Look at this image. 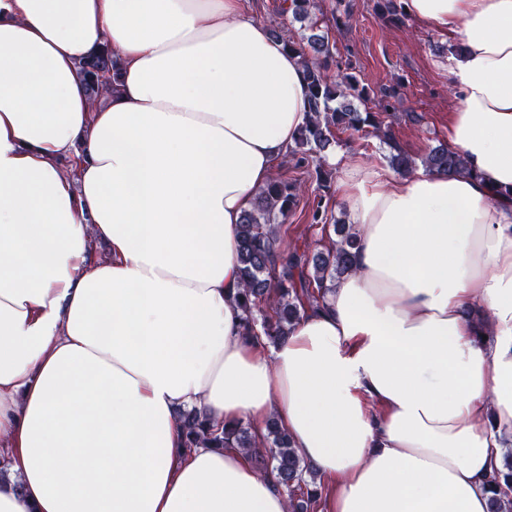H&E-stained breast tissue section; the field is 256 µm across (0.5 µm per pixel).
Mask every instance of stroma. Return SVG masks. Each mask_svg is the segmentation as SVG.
Returning <instances> with one entry per match:
<instances>
[{
  "instance_id": "35a3bbf8",
  "label": "stroma",
  "mask_w": 512,
  "mask_h": 512,
  "mask_svg": "<svg viewBox=\"0 0 512 512\" xmlns=\"http://www.w3.org/2000/svg\"><path fill=\"white\" fill-rule=\"evenodd\" d=\"M316 4L324 16H348L344 27L331 24L326 29L337 48V63L328 68V77L336 78L338 63L348 62L370 88L399 85L400 94L393 101L397 112L423 116L421 122L401 120L392 128L395 143L414 158L423 157L429 147L447 141L448 111L455 92L448 80L446 37L409 15L400 24L387 22L377 14L376 0H316ZM389 154V145L374 135L343 137L326 157L325 168L332 174L331 187L326 192L322 191L313 166H300L293 157H284L277 165V175L298 180L302 191L297 209L279 228L282 250L290 253L305 243L314 249L327 245V230L310 222L312 203L325 200L329 214L338 219L345 217L340 191L343 169L358 163L385 168Z\"/></svg>"
}]
</instances>
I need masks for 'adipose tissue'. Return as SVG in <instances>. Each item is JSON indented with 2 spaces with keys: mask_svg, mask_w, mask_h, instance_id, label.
Instances as JSON below:
<instances>
[{
  "mask_svg": "<svg viewBox=\"0 0 512 512\" xmlns=\"http://www.w3.org/2000/svg\"><path fill=\"white\" fill-rule=\"evenodd\" d=\"M448 37L468 173L340 182L353 272L248 336L240 220L308 112L242 0H0V512H288L179 411L277 417L321 512H488L512 441V0H404ZM119 62L92 103L78 64ZM109 247L91 255V239Z\"/></svg>",
  "mask_w": 512,
  "mask_h": 512,
  "instance_id": "obj_1",
  "label": "adipose tissue"
}]
</instances>
